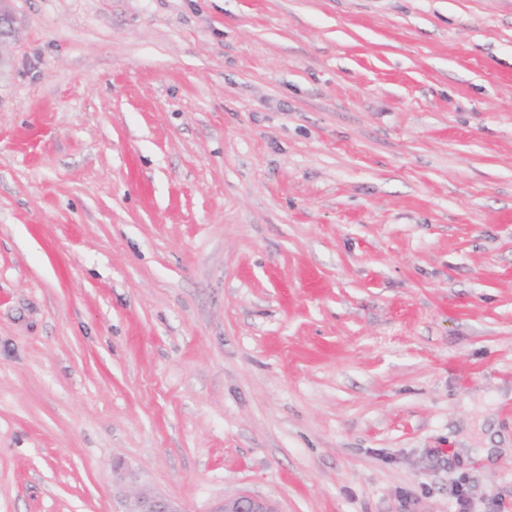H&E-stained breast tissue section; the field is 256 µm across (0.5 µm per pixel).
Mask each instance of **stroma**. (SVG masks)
Listing matches in <instances>:
<instances>
[{"label": "stroma", "instance_id": "obj_1", "mask_svg": "<svg viewBox=\"0 0 512 512\" xmlns=\"http://www.w3.org/2000/svg\"><path fill=\"white\" fill-rule=\"evenodd\" d=\"M0 512H512V0H7ZM125 512H182L177 502L150 490L137 493ZM211 512H276L265 500L242 495L232 499H224Z\"/></svg>", "mask_w": 512, "mask_h": 512}]
</instances>
